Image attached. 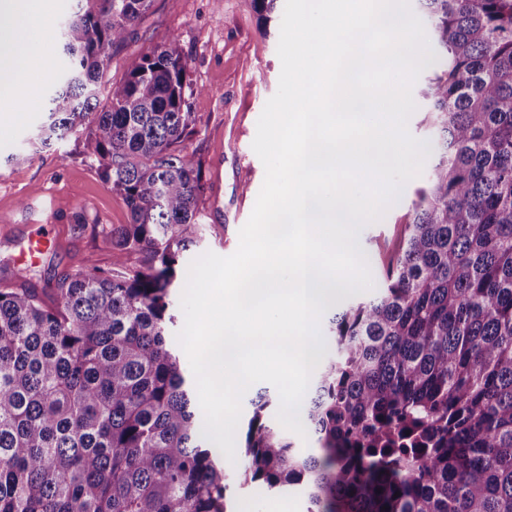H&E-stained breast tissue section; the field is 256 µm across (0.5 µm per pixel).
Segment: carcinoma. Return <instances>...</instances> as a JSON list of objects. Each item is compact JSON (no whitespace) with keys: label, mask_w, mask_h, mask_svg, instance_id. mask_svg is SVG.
Listing matches in <instances>:
<instances>
[{"label":"carcinoma","mask_w":512,"mask_h":512,"mask_svg":"<svg viewBox=\"0 0 512 512\" xmlns=\"http://www.w3.org/2000/svg\"><path fill=\"white\" fill-rule=\"evenodd\" d=\"M40 125L121 196L127 224L53 288L0 289V512H230L227 474L170 342L206 193L176 38L127 55L153 0H73ZM280 0H249L267 25ZM434 55L428 187L385 285L329 307L301 455L252 400L243 483L307 512H512V0H417ZM382 492H377V489Z\"/></svg>","instance_id":"1"}]
</instances>
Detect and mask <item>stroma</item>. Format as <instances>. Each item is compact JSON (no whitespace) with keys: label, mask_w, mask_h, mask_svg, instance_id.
I'll list each match as a JSON object with an SVG mask.
<instances>
[{"label":"stroma","mask_w":512,"mask_h":512,"mask_svg":"<svg viewBox=\"0 0 512 512\" xmlns=\"http://www.w3.org/2000/svg\"><path fill=\"white\" fill-rule=\"evenodd\" d=\"M280 19L262 25L248 0H154L137 27L131 46L147 50L178 35L188 59L187 78L197 89L193 110L197 135L186 141L207 186L200 204L204 234L184 252L181 268L205 252L232 255L265 179L254 152L257 121L277 91ZM50 77L39 78L35 98L18 101L20 119L0 131V288H50L88 256L109 264L105 233L128 221L122 199L103 180L98 165L76 153V136L31 151L48 106ZM423 177L409 181L384 217L361 229L358 239L371 249L374 282H381L398 254L404 215ZM53 225L55 245L27 264L19 246L42 225ZM230 512H307L300 489L260 492L229 477Z\"/></svg>","instance_id":"1"}]
</instances>
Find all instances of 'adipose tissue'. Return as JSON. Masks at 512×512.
<instances>
[{
    "mask_svg": "<svg viewBox=\"0 0 512 512\" xmlns=\"http://www.w3.org/2000/svg\"><path fill=\"white\" fill-rule=\"evenodd\" d=\"M49 0H0V128L15 118L10 107L14 97L28 93L27 72L22 57L38 51L35 19L48 7Z\"/></svg>",
    "mask_w": 512,
    "mask_h": 512,
    "instance_id": "ef3b65f1",
    "label": "adipose tissue"
}]
</instances>
